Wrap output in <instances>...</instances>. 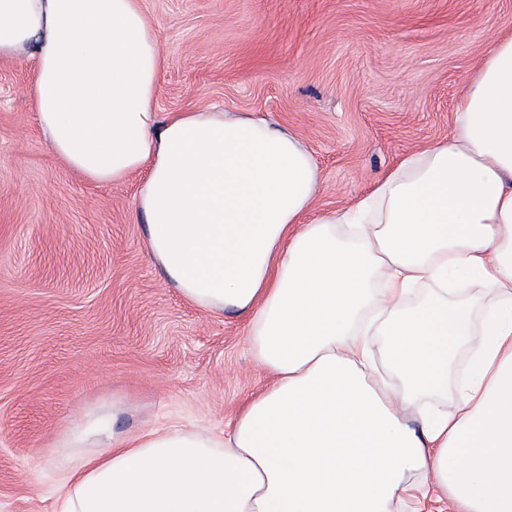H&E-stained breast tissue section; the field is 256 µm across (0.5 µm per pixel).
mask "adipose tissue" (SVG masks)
<instances>
[{
	"label": "adipose tissue",
	"mask_w": 512,
	"mask_h": 512,
	"mask_svg": "<svg viewBox=\"0 0 512 512\" xmlns=\"http://www.w3.org/2000/svg\"><path fill=\"white\" fill-rule=\"evenodd\" d=\"M0 58L32 61L69 167L145 173L151 256L195 304L246 314L273 377L218 434L75 427L68 447L104 449L76 457L60 512H512V37L485 52L446 140L319 214L311 156L274 121L160 116L140 0H0ZM425 279L438 291L413 300ZM450 388L451 406L424 405Z\"/></svg>",
	"instance_id": "ef3b65f1"
}]
</instances>
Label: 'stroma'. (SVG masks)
Here are the masks:
<instances>
[{
    "mask_svg": "<svg viewBox=\"0 0 512 512\" xmlns=\"http://www.w3.org/2000/svg\"><path fill=\"white\" fill-rule=\"evenodd\" d=\"M161 114L265 116L310 152L316 210L346 207L447 139L512 0H141ZM33 70L0 59V512H59L71 430L223 429L271 381L247 320L166 281L134 212L141 175L86 180L48 148Z\"/></svg>",
    "mask_w": 512,
    "mask_h": 512,
    "instance_id": "obj_1",
    "label": "stroma"
}]
</instances>
